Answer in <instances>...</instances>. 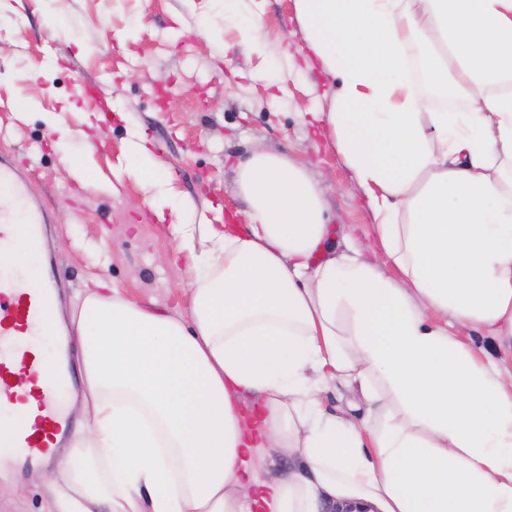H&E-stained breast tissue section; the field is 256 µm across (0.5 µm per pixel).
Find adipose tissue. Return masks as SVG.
Returning a JSON list of instances; mask_svg holds the SVG:
<instances>
[{"label":"adipose tissue","mask_w":512,"mask_h":512,"mask_svg":"<svg viewBox=\"0 0 512 512\" xmlns=\"http://www.w3.org/2000/svg\"><path fill=\"white\" fill-rule=\"evenodd\" d=\"M293 0L299 51L335 88L314 113L364 193L377 249H337L307 166L236 169L247 221L168 220L198 273L187 316L76 294L83 418L46 512H512V0ZM259 0L239 40L266 49ZM452 85L428 108L410 70ZM344 383L362 422L328 412ZM280 456L299 469L260 477ZM457 331L460 336L466 339L468 342L472 343L477 347L484 348L493 358L496 365L502 370L512 371V361L508 360L505 362L500 361L497 353L496 346L493 340L485 336H479L477 333L472 332L467 327L457 326Z\"/></svg>","instance_id":"ef3b65f1"}]
</instances>
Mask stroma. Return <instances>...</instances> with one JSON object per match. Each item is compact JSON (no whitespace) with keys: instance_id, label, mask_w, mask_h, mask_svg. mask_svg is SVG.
Segmentation results:
<instances>
[{"instance_id":"35a3bbf8","label":"stroma","mask_w":512,"mask_h":512,"mask_svg":"<svg viewBox=\"0 0 512 512\" xmlns=\"http://www.w3.org/2000/svg\"><path fill=\"white\" fill-rule=\"evenodd\" d=\"M261 19L267 51L249 56L218 0H67L61 13L54 0H9L0 11V152L50 216L43 253L26 263L55 280L61 316L95 275L140 305L186 314L194 261L170 263L174 241L149 203L159 192L188 203L190 223L219 233L243 223L235 167L258 145L304 160L336 239L350 233L368 249L361 188L321 129L298 119L328 111L330 98L319 66L296 53L292 0H263ZM208 22L217 30L206 35ZM105 78L112 111L99 123L85 87ZM138 133L156 162L151 187L131 151ZM71 160L82 177L69 176ZM30 473L16 459L0 466L18 488L0 512H43L63 469L39 485Z\"/></svg>"}]
</instances>
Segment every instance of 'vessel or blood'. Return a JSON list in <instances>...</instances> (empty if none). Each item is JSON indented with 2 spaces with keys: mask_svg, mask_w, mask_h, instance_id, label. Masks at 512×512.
Returning <instances> with one entry per match:
<instances>
[{
  "mask_svg": "<svg viewBox=\"0 0 512 512\" xmlns=\"http://www.w3.org/2000/svg\"><path fill=\"white\" fill-rule=\"evenodd\" d=\"M48 222L46 211L30 199L18 180L15 164L0 155V260L18 244L35 245ZM52 293L50 286L28 287L25 278L0 271V398L14 399L22 379L39 376V362L32 340L46 319ZM63 383L42 389L30 414L15 424L12 448L26 460L52 467L53 439L62 427Z\"/></svg>",
  "mask_w": 512,
  "mask_h": 512,
  "instance_id": "1",
  "label": "vessel or blood"
}]
</instances>
